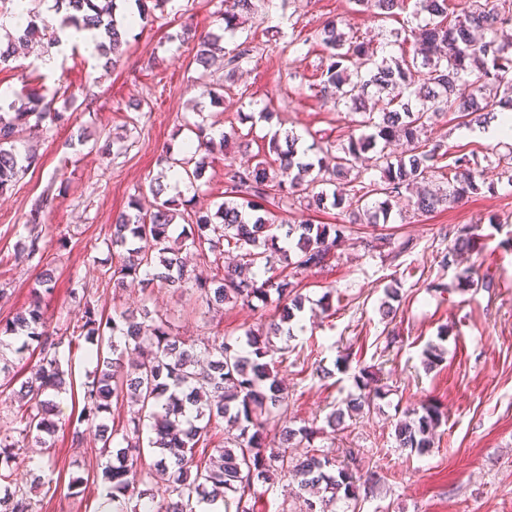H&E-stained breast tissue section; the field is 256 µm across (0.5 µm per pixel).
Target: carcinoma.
Instances as JSON below:
<instances>
[{"mask_svg":"<svg viewBox=\"0 0 512 512\" xmlns=\"http://www.w3.org/2000/svg\"><path fill=\"white\" fill-rule=\"evenodd\" d=\"M354 3L362 11L393 16L406 9L408 0ZM117 9L116 0H55L57 23L40 24L36 16L29 17L25 28L8 35L6 47L0 48V67L9 66L20 47L44 46L49 53L68 28L98 31V51L112 54L107 63L115 67L123 55L124 36ZM255 9V0H224V31L234 32ZM421 16L424 24L417 28L404 23L390 33V44L400 51V57L390 60L378 58L371 41L343 32L335 21L313 33L292 32L288 47L320 49L317 74L308 89L362 116L357 121L362 132L348 137L333 166L320 158L303 161L297 156L298 137L276 133L267 153L254 155L252 163L226 165L224 200L215 211L180 214L176 200L165 197L162 179L173 168L191 185L203 177L205 163L195 155L214 146V139L198 125L197 145H187L181 158L161 159L166 171L150 186L151 197H131L128 209L113 220L109 281L116 291L135 282L156 284L190 291L196 305L209 309L277 296L283 313L267 329L246 333L248 349L218 336L201 348L189 344L172 332L167 318L145 305L105 317L91 306L84 287L71 289L72 298L83 302V311L64 338L49 329L45 310L53 277L46 272L37 280L29 307L0 323V361L6 349L19 362L31 346L39 356L37 369L19 390L25 409L0 426V480L18 468L23 448L33 441L46 443L45 436L61 428L56 397L66 385L62 346L82 339L92 345L89 354L96 370L80 386L82 408L69 434L75 446L93 435L105 458L101 473L93 476L101 488L100 512H196L199 504L218 500L224 512H253L255 487L278 476L292 477L301 490H319L316 500L306 501V506H315L314 512H335L336 501L357 498L359 482H373L371 476L358 475L352 462L338 466L311 447L313 429L279 425L288 412V392L264 361L275 350L274 340L285 334V325L302 311L298 283L277 271V262L296 274L323 268L349 227L309 221L280 224L266 205L285 211L301 200L317 209L345 204L350 223L378 224L388 221L393 203L400 200L408 209L429 213L481 191L474 153L451 152L444 143L431 142L427 122L448 112L470 127L485 123L497 107L512 109V0H415L412 17ZM177 38L194 44L197 64L207 69L221 61L230 78L252 59L250 42L229 50L224 36L198 37L188 24ZM55 102L54 93L23 91L8 110L0 105L1 190L37 162L35 154L16 148L27 126L65 122L68 108L58 109ZM400 141L406 150L395 155L390 146ZM448 157L447 188H430L442 168L439 163ZM372 170L379 177L370 175ZM184 216L187 223L178 224L176 219ZM281 231L295 241V251L276 246ZM479 237L468 228L460 230L441 264L475 252ZM228 249L239 252V259L219 279L205 276L187 260L189 255L222 257ZM379 394L373 388L347 399L346 407L328 415V426L338 429L345 417L371 408ZM114 400L131 407L120 444L114 443L115 430L108 424ZM446 419L434 404L407 410L394 426L396 440L400 447L422 454L433 447L435 432ZM222 421L239 431L232 447L215 448L218 456L206 463L197 459L198 449L208 447L211 429ZM272 430L284 451L267 446ZM303 442L302 454L285 451ZM146 446L155 453L149 469L142 465ZM160 475L167 477L168 500H144L143 486ZM0 512H35L31 492L18 484L4 486Z\"/></svg>","mask_w":512,"mask_h":512,"instance_id":"1","label":"carcinoma"}]
</instances>
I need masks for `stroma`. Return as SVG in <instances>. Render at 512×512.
Here are the masks:
<instances>
[{"mask_svg":"<svg viewBox=\"0 0 512 512\" xmlns=\"http://www.w3.org/2000/svg\"><path fill=\"white\" fill-rule=\"evenodd\" d=\"M153 4L121 0L120 12L136 13L144 5L149 11L147 21L127 29L126 52L113 71L79 47L62 52L51 69L33 52L0 70V92L12 97L24 88L56 89L57 106H68L70 115L67 126L23 132L18 149L35 150L39 162L0 193V322L28 306L36 278L47 268L54 270L56 285L45 299L46 312L61 331L82 314L69 294L77 278L105 313L148 306L191 342L241 340L276 319L272 300L228 303L222 312L204 315L187 295L168 288L146 294L135 284L114 293L105 276L112 264L106 244L112 218L132 195L148 194L161 156L182 157L198 123L219 131L233 127L238 135L208 155L192 190L194 209L222 201L225 165L250 163L274 131L296 133L307 149L347 143L357 130L355 114L323 103L307 88L318 53H281L292 30L311 33L343 17L383 56L399 55L384 47L383 37L401 27V17L356 11L353 0H256L255 14L224 40L229 49L244 40L254 47L251 63L227 91L223 68L202 69L190 46L175 37L184 23L220 32L223 0H169L161 11ZM272 27L279 31L274 42L266 35ZM212 89L222 91V101H211ZM427 135L473 150L485 189L427 215L395 212L385 224H350L327 267L299 273V325L268 357L288 388L286 425L314 428L312 446L336 460L354 450L360 473L377 479L371 497L338 501L336 512H512V184L486 162L489 141L461 136L453 116L433 118ZM38 203L43 209L33 226L30 212ZM465 225L479 229L482 249L469 261L488 265L492 288L456 289L458 267L439 264L450 235ZM35 235L43 250L24 257L22 249ZM380 235L389 246L366 248V240ZM408 238L413 249L390 257V245ZM390 286L400 295L392 318L380 311ZM430 342L441 343L445 355L428 371L421 352ZM345 355L350 368L344 373L335 362ZM325 369L330 377H322ZM363 369L380 386V398L371 411L332 430L329 413L360 394ZM429 402L447 414L434 447L423 454L399 447L398 415ZM23 454L27 463L14 472L13 483L27 485L38 475L53 480L51 488L34 493L36 512H96L95 485L80 491L71 484L99 471L94 441L72 447L63 428ZM296 489V483L275 481L257 493L254 512H302Z\"/></svg>","mask_w":512,"mask_h":512,"instance_id":"obj_1","label":"stroma"}]
</instances>
